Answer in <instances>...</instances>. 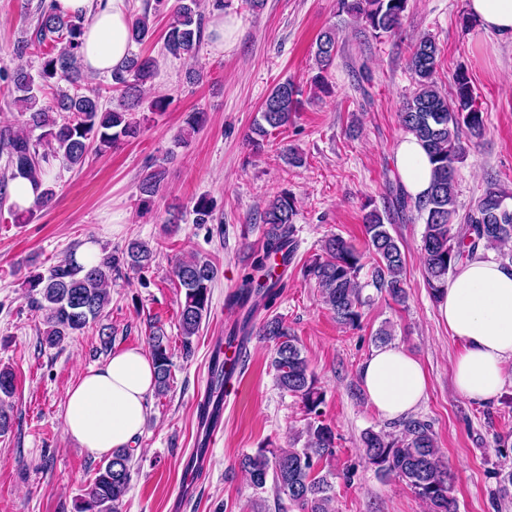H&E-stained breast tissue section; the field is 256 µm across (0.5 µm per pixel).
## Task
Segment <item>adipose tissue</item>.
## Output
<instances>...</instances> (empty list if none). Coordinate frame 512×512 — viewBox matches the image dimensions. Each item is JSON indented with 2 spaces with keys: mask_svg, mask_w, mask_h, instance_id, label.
<instances>
[{
  "mask_svg": "<svg viewBox=\"0 0 512 512\" xmlns=\"http://www.w3.org/2000/svg\"><path fill=\"white\" fill-rule=\"evenodd\" d=\"M127 0H57L62 13L89 16L82 38L85 71L107 76L128 57ZM476 24L512 39V0H468ZM402 184L414 197L430 188V163L413 135L395 147ZM439 313L451 334L463 343L453 362L455 393L472 402L497 398L505 384L504 367L512 360V264L476 256L458 264L439 300ZM360 381L372 408L394 421L414 411L426 395L428 380L421 363L403 348L383 345L363 362ZM155 388V368L144 349L117 351L100 366L87 368L68 387L65 433L97 457L131 447L147 414Z\"/></svg>",
  "mask_w": 512,
  "mask_h": 512,
  "instance_id": "adipose-tissue-1",
  "label": "adipose tissue"
}]
</instances>
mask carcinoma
Returning <instances> with one entry per match:
<instances>
[{
	"mask_svg": "<svg viewBox=\"0 0 512 512\" xmlns=\"http://www.w3.org/2000/svg\"><path fill=\"white\" fill-rule=\"evenodd\" d=\"M338 13L359 20L374 37L393 33L401 24L409 0H336ZM226 0H177L170 8L168 0L146 4L140 14L131 15L130 40L141 44L152 36L154 18L168 11L164 41L166 53L175 58L196 57L201 50L208 10L222 11ZM86 17L64 16L54 8V0H40L36 23L30 37L17 41L12 53L18 64L0 69V84L14 96L19 106L21 128L0 126V156L6 158L0 176V196H8V181L16 173L33 179L45 176L53 162L70 167L85 163L90 152L102 154L120 140L135 139L141 133L138 110L148 105L151 112H165L170 98L159 96L147 103L143 88L152 81L158 61L151 56L130 53L124 64L111 74L112 88L119 93V107L103 102L100 92L82 91L86 80L82 71L81 46ZM317 74L311 85L326 91L325 73L338 48L336 28L322 31L314 44ZM39 59L37 68L28 57ZM440 49L430 37L420 38L413 46L408 67L415 90L400 112L406 132L422 143L431 170V188L423 199H414L398 185L392 190L388 206L382 210L363 206V226L368 250L375 257L371 279L363 282L364 254L343 237L332 234L323 243V254L304 267L306 276L315 280L323 303L336 323L360 326L362 309L367 303L364 288L373 286L398 304L407 298L403 270L405 255L387 224L408 213L423 220L421 250L424 278L433 299L448 288V275L463 260L478 252L503 250L512 242V193L490 182L472 209L460 218L456 210V163L462 154L461 134L479 135L485 129L484 112L476 105V96L468 74L462 67L453 75L454 93L448 97L436 85ZM303 86L292 79L277 83L265 97L259 119L253 123L249 143L257 150L274 132L292 124L300 110ZM164 173H147L139 185L140 205L148 208L162 190ZM194 222L207 224L213 219V201L202 195L193 204ZM295 198L282 192L274 195L262 214L263 239L252 262L253 272L246 276L231 302L246 309L241 323L229 333L228 343L236 336L252 331L256 306L273 307L284 288L283 274L272 272L273 265L293 259L297 250ZM154 251L145 243L130 241L121 255H108L89 267L64 261L48 274L30 275L26 280L30 304L44 312L41 344L59 345L68 336L81 333L101 316L109 303L108 287L112 272L127 266L143 271L151 267ZM173 275L184 288L179 305V329L186 349L208 314L212 286L218 269L205 257L196 256L174 267ZM258 335L273 343L271 366L278 387L298 398L308 415H319L323 394L309 368L308 361L279 316L265 318ZM149 350L156 365L155 391L165 394L170 385L172 359L167 336L158 329L149 336ZM307 440L300 448H259L246 454L241 468L249 477L256 497L252 512H264L261 497L267 482H272L276 499L288 502L299 512H330L334 485L318 471L320 462L335 453L336 435L320 420L307 425ZM364 462L377 474L393 476L403 482L430 512H458L456 500L449 494L450 474L437 446L430 424L410 418L403 422L400 435L368 430L361 438ZM134 449L112 452L96 476L75 502L76 512H120L130 489Z\"/></svg>",
	"mask_w": 512,
	"mask_h": 512,
	"instance_id": "obj_1",
	"label": "carcinoma"
}]
</instances>
